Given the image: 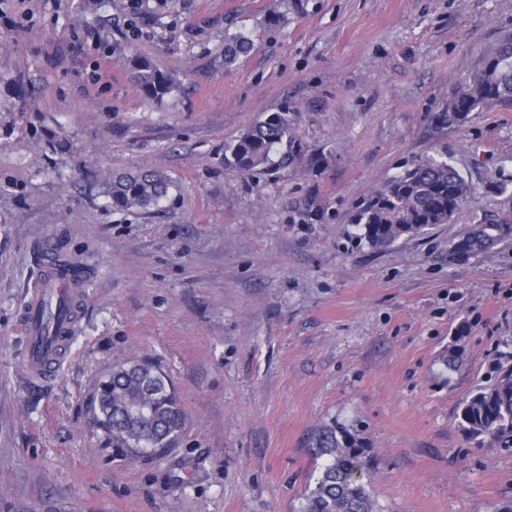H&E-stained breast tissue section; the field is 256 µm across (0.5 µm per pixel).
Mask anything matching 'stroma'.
Here are the masks:
<instances>
[{"label":"stroma","instance_id":"1","mask_svg":"<svg viewBox=\"0 0 512 512\" xmlns=\"http://www.w3.org/2000/svg\"><path fill=\"white\" fill-rule=\"evenodd\" d=\"M235 33L254 48L228 67ZM507 33L512 0H0V512H298L334 420L371 448L379 512H512V448L457 419L512 352V234L452 257L512 224V107L438 120ZM130 53L178 90L144 99ZM283 109L329 165L226 169ZM437 153L470 185L456 218L361 240L353 205ZM139 169L166 196L113 208V172ZM48 236L92 275L60 376L33 385L19 313ZM133 360L184 408L165 451L123 455L92 421ZM512 226L503 227L501 225H486L480 229L471 230L465 239L468 251L490 248L501 237L511 233Z\"/></svg>","mask_w":512,"mask_h":512}]
</instances>
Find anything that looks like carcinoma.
<instances>
[{
    "instance_id": "cac0c4a2",
    "label": "carcinoma",
    "mask_w": 512,
    "mask_h": 512,
    "mask_svg": "<svg viewBox=\"0 0 512 512\" xmlns=\"http://www.w3.org/2000/svg\"><path fill=\"white\" fill-rule=\"evenodd\" d=\"M252 49L243 35L224 45V66L230 67ZM134 82L143 96L160 101L177 84L176 76L157 68L146 56L127 57ZM512 106V35L501 39L483 66L458 83L439 119L460 123L479 108ZM288 110L273 112L247 127L224 151L225 167L241 174L266 166L275 147L285 144L280 162L326 166L325 153L310 154L292 132ZM165 177L155 170L112 175L108 195L112 207H147L167 193ZM469 185L457 169L440 157L426 156L355 207L351 222L361 238L375 248L390 246L403 236L453 220ZM512 232L486 225L469 232L467 250L487 249ZM92 412L112 444L132 454L171 446L185 415L162 369L150 363L127 362L112 368L95 388ZM459 426L478 448H512V366L502 364L497 377L475 389L459 407ZM309 447L323 459L314 486L303 495L300 512H376L370 491V448L356 429L335 421L316 429Z\"/></svg>"
}]
</instances>
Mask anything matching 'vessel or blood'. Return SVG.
Listing matches in <instances>:
<instances>
[{"label":"vessel or blood","instance_id":"vessel-or-blood-1","mask_svg":"<svg viewBox=\"0 0 512 512\" xmlns=\"http://www.w3.org/2000/svg\"><path fill=\"white\" fill-rule=\"evenodd\" d=\"M41 277L25 303L24 367L31 380L51 377L62 364L63 352L75 332L77 305L87 285L85 270L64 258L52 239L37 247Z\"/></svg>","mask_w":512,"mask_h":512}]
</instances>
